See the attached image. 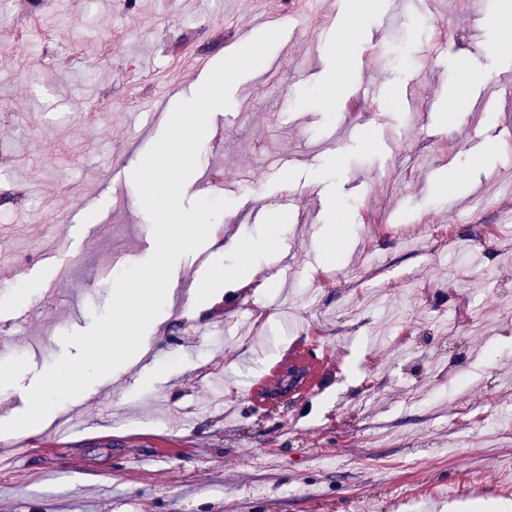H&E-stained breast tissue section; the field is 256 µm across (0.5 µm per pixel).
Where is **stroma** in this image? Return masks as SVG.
<instances>
[{
    "mask_svg": "<svg viewBox=\"0 0 512 512\" xmlns=\"http://www.w3.org/2000/svg\"><path fill=\"white\" fill-rule=\"evenodd\" d=\"M432 2L424 16L371 0L349 46L339 25L288 18L210 115L182 200H231L216 220L226 242L282 222L276 245L228 290L210 276L235 255L204 244L180 257L168 286L180 307L152 321L146 357L80 394L69 412L82 429L0 449V512H512V202L472 205L512 183V141L496 133L512 120V58L495 51L512 16L500 0L478 16L469 0ZM252 27L247 0H0V276L24 267L19 287L39 294L40 230L75 240L39 317L0 295V423L78 355L62 335L112 295L94 269L117 250L153 253L130 175L165 125L141 101L169 114L196 92L183 85L192 60L220 63ZM341 55L351 75L332 99ZM465 73L467 101L443 127ZM364 80L366 121L343 105ZM210 172L218 183L200 188ZM286 193L300 209L282 211ZM97 224L108 232L88 234ZM292 354L312 363L309 388L254 401L248 385L274 386Z\"/></svg>",
    "mask_w": 512,
    "mask_h": 512,
    "instance_id": "obj_1",
    "label": "stroma"
}]
</instances>
